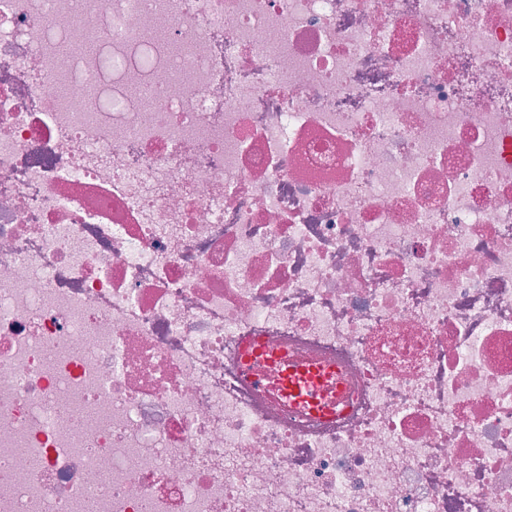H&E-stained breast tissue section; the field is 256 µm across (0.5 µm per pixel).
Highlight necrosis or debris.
<instances>
[{"label": "necrosis or debris", "mask_w": 512, "mask_h": 512, "mask_svg": "<svg viewBox=\"0 0 512 512\" xmlns=\"http://www.w3.org/2000/svg\"><path fill=\"white\" fill-rule=\"evenodd\" d=\"M0 512H512V0H0ZM333 376L327 368L315 366H287L281 375L282 387L288 395L318 410L328 408L317 393L315 384L324 378Z\"/></svg>", "instance_id": "necrosis-or-debris-1"}]
</instances>
